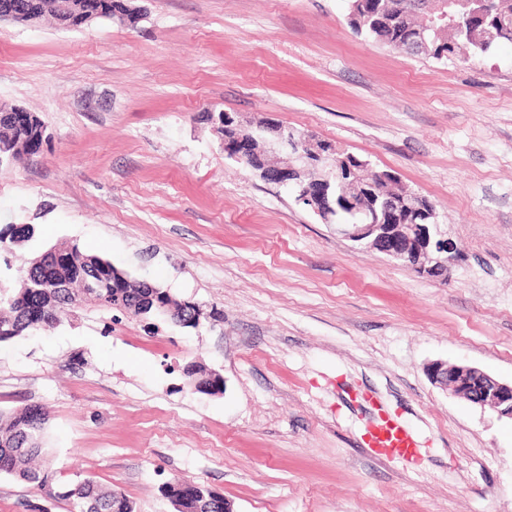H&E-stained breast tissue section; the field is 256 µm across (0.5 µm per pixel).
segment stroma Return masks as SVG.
<instances>
[{
  "instance_id": "obj_1",
  "label": "stroma",
  "mask_w": 512,
  "mask_h": 512,
  "mask_svg": "<svg viewBox=\"0 0 512 512\" xmlns=\"http://www.w3.org/2000/svg\"><path fill=\"white\" fill-rule=\"evenodd\" d=\"M136 25L0 20V108L39 152L0 167V263L78 244L131 278L222 310L183 328L71 308L0 342V411L49 413L55 491L0 474V512H68L85 477L135 512L193 480L233 512H512V420L434 384L430 363L512 382V44L437 61L356 34L347 0H134ZM223 110L312 133L426 196L457 258L431 278L356 243L226 157ZM191 362L224 379L203 394ZM415 434L364 448L362 395Z\"/></svg>"
}]
</instances>
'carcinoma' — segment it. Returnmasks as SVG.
I'll return each mask as SVG.
<instances>
[{"mask_svg": "<svg viewBox=\"0 0 512 512\" xmlns=\"http://www.w3.org/2000/svg\"><path fill=\"white\" fill-rule=\"evenodd\" d=\"M20 4H32V21L44 15L54 18L72 15L83 6L95 5V0H16ZM349 24L358 34H364L382 44L400 48L407 41L424 31L418 55L438 61L447 60L460 53L481 56L499 42L512 43V26H501L502 16L512 17V0H455L448 5V14L455 26L434 31L421 23L427 15L414 6L415 0H348ZM44 143V127L39 119L26 126L10 120V111H0V160L9 162L25 155L37 153ZM236 141L224 146L226 156L245 167L255 170L257 157L237 155ZM363 169L361 159L349 156L342 180L346 195L373 204L379 196L400 197L413 189L401 184L392 174L375 181V186L361 188ZM328 224H354L364 219V213L349 203H339L330 215H320ZM408 224L436 223V209L422 198V210L406 214ZM63 257L41 266L28 262L22 270V286L18 292L7 294L0 290V342L8 341L23 333L38 329L27 321L22 304L29 287L44 289L47 316L41 326L60 321L69 308L77 304H95L117 307L133 317L144 315L163 316L181 327L196 328L200 324V307L194 302L174 299L167 291L146 282L135 283L129 275L109 261L83 253L75 244L59 247ZM97 276L98 287L90 292L82 288L83 280ZM195 379L206 385V392L224 390V382L208 379L210 371L191 365ZM48 415L37 406L4 414L0 412V473L17 477L25 482L41 486L45 475L32 467V462L45 460V425ZM185 481L167 484L163 492L175 507V512H224V497L209 491L194 494L183 488ZM71 504V512H134L133 503L123 494L103 489L95 480L86 478L60 493Z\"/></svg>", "mask_w": 512, "mask_h": 512, "instance_id": "cac0c4a2", "label": "carcinoma"}]
</instances>
